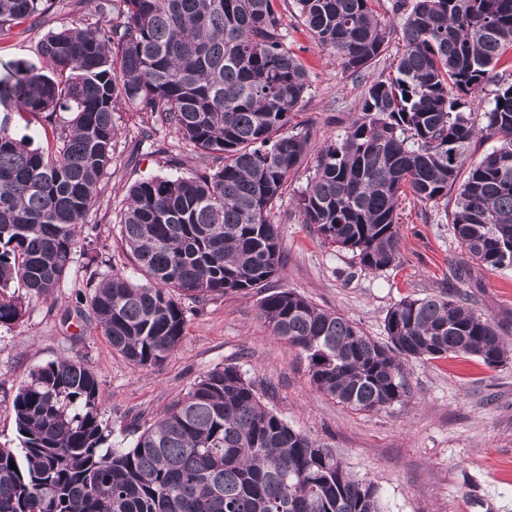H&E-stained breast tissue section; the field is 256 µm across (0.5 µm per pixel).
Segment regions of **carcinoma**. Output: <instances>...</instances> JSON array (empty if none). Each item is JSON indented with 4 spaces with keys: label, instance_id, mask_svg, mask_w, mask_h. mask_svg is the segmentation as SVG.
<instances>
[{
    "label": "carcinoma",
    "instance_id": "1",
    "mask_svg": "<svg viewBox=\"0 0 512 512\" xmlns=\"http://www.w3.org/2000/svg\"><path fill=\"white\" fill-rule=\"evenodd\" d=\"M312 39L358 77L389 48L375 0H295ZM51 0H0V36L35 24ZM403 46L392 73L364 84L360 115L312 149L297 122L310 84L288 49L280 0H102L99 18L47 33L49 72L17 63L0 74V103L42 115L32 149L0 122V325L23 316L18 284L55 295L80 228L112 168L116 107L157 116L213 166L154 176L129 190L119 224L142 271L103 275L89 307L112 346L152 367L184 338L182 300L268 287L284 268L271 220L308 155L301 223L362 267L397 263L399 202H448L453 231L477 265L512 267V73L497 81L476 127L465 97L512 53V0H393ZM72 118L56 125L53 115ZM499 145L461 176L478 137ZM260 315L305 353L317 389L348 407L382 411L409 398V359L509 353L500 329L459 294L406 297L379 343L293 291H273ZM18 448H0V512H384L378 486L354 478L328 446L269 410L232 365L199 376L128 446L107 447L99 382L83 363L34 367L13 399Z\"/></svg>",
    "mask_w": 512,
    "mask_h": 512
}]
</instances>
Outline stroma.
<instances>
[{"mask_svg": "<svg viewBox=\"0 0 512 512\" xmlns=\"http://www.w3.org/2000/svg\"><path fill=\"white\" fill-rule=\"evenodd\" d=\"M89 12L86 0H56L35 28L0 38V69L11 63L42 68L43 36ZM283 20L288 46L308 74L300 119L317 147L342 135L358 117L363 81L344 73L293 11ZM114 119L112 175L81 228L82 236L98 242L96 262L76 253L53 298L36 299L16 289L24 315L14 325L0 326V448L19 445L13 397L36 366L74 358L90 368L99 381L109 442L126 446L133 440L131 424L151 423L195 378L232 364L257 385L266 407L327 444L355 478L375 482L384 512H512V355L495 368L474 357L412 360L406 366L411 395L405 402L380 412L347 408L312 383L304 354L272 334L260 316L259 290L187 302L184 340L156 366L133 367L114 351L93 316L77 311L75 297L113 270L132 282L143 280L118 224L129 187L155 175L186 176L209 163L134 106H120ZM313 166L306 160L288 178L275 217L287 261L269 290H293L383 342L391 307L445 288L468 295L471 306L512 342V267L471 264L454 237L449 208L403 199L400 259L390 269L368 270L301 222L296 198Z\"/></svg>", "mask_w": 512, "mask_h": 512, "instance_id": "35a3bbf8", "label": "stroma"}]
</instances>
